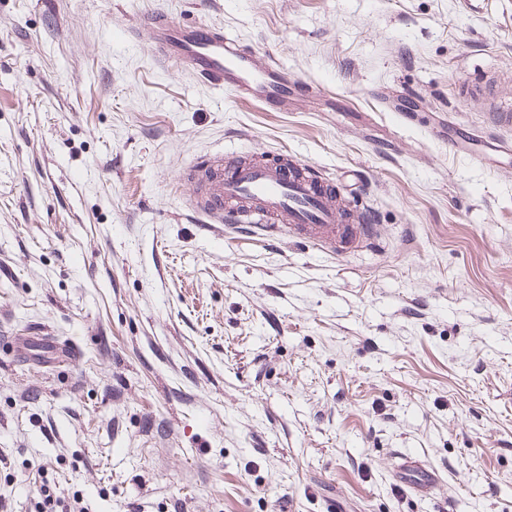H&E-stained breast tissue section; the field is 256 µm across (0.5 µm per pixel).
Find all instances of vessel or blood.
I'll list each match as a JSON object with an SVG mask.
<instances>
[{"label": "vessel or blood", "instance_id": "1", "mask_svg": "<svg viewBox=\"0 0 512 512\" xmlns=\"http://www.w3.org/2000/svg\"><path fill=\"white\" fill-rule=\"evenodd\" d=\"M134 38L150 43L161 61L185 66L204 85L231 89L272 111L287 109L289 98L300 90V80L287 68L243 49L223 28L205 22L187 24L154 12ZM182 177L195 188V211L213 224L284 229L324 250L357 248L375 234L376 215L362 198L294 154L279 152L261 160L205 154ZM395 474L417 493L437 481L435 473L408 454L401 456Z\"/></svg>", "mask_w": 512, "mask_h": 512}]
</instances>
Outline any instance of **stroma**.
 <instances>
[{
    "instance_id": "obj_1",
    "label": "stroma",
    "mask_w": 512,
    "mask_h": 512,
    "mask_svg": "<svg viewBox=\"0 0 512 512\" xmlns=\"http://www.w3.org/2000/svg\"><path fill=\"white\" fill-rule=\"evenodd\" d=\"M209 22L270 112L132 34ZM512 0H0V502L512 512ZM288 151L378 218L328 253L206 224L197 156ZM46 330L70 357L11 333ZM439 480L395 478L400 454ZM78 492L74 491L70 495V489L60 488L56 484H43L34 499L32 512H84L81 507L80 510H74L80 504Z\"/></svg>"
}]
</instances>
